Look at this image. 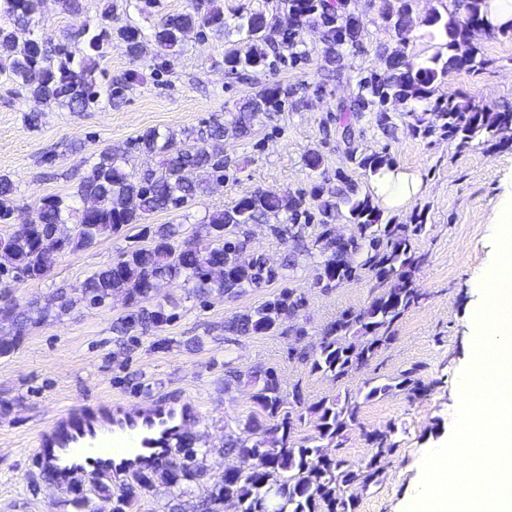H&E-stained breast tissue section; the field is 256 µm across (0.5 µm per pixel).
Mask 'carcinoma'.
<instances>
[{
	"mask_svg": "<svg viewBox=\"0 0 512 512\" xmlns=\"http://www.w3.org/2000/svg\"><path fill=\"white\" fill-rule=\"evenodd\" d=\"M456 2L463 10L461 17L444 20L433 14L425 19L428 26L444 32L443 50L425 63H417L406 51V35H400V46L386 57L384 69L360 76L357 93L338 107L336 133L356 168L375 175L394 161L383 151L358 150L350 115L375 112L379 126L389 134V105L432 97L433 118L417 120L413 125L416 134L428 138L438 133L460 144L480 137L493 139L500 147L512 144L511 108H487L451 92L436 95L449 73L484 65L474 44L476 33L485 30L482 0ZM281 4L298 20L297 26L279 28L260 6L239 14L229 25L217 0H190L187 11L161 16L149 33L133 24L112 35V9L108 6L93 26L56 42L39 29L42 0H0V85L9 87L18 99L84 112L99 104L94 67L114 37L135 61L142 58L149 42L158 52L173 56L194 31H208L218 38L234 31L240 39L228 42L224 64L229 71L247 76L273 67L270 55L280 54L283 47L288 48L291 62L303 59L307 51L302 29L309 24L320 30L324 62L338 74L341 49H362L361 25L350 22L348 0H281ZM410 10V0H395L382 12V21L395 32L407 31L412 23ZM72 41L83 44L79 60L69 50ZM292 94L286 86L265 85L239 107L230 123L215 118L195 138L190 133L182 139L174 132L147 129L121 153L105 150L88 157L76 196L91 201L92 206L82 210L71 225L70 197L46 196L35 203L27 230L0 232V284L42 280L55 255L86 249L104 236L136 228L139 244L93 272L85 280L80 298L86 306L99 308L112 295H123L127 312L113 331L117 336H130L171 321L177 304L168 298L159 300L166 284L180 281L198 298L214 291L237 297L278 282L283 269L295 268L300 257L313 256L317 248L314 285L329 290L368 277L376 291L366 306L347 309L324 326L307 350L296 356L309 364L311 371L334 380L368 367L382 346L393 339L394 324L419 303L421 294L412 276L421 257L412 249V240L425 230L421 215L412 216L407 223L384 217L372 199L359 195L355 183L338 169L336 188L322 183L312 187L315 214L304 207L302 198L268 189L256 190L232 207L208 215L188 232L181 224L143 223L147 215L178 213L201 196L203 182L189 174L201 171L215 181L224 179V137L229 133L248 136L258 115L271 117L285 111ZM143 152L160 155V167L136 168L133 158ZM340 202L347 206L352 230L338 239L334 221ZM17 210V189L7 176L0 175V224L12 223ZM259 223L292 242L284 264L269 266L265 256L256 252L249 263L239 261L237 251L250 248L251 226ZM304 305L296 289L283 288L224 321V331L233 336H265L288 322L289 331L305 336L306 329L295 323ZM0 316L17 334L30 321L27 313L15 315L8 308L0 309ZM416 372L411 368L394 383L370 387L363 399L394 390L422 391ZM242 383L254 388L257 407V413L244 423L243 432L256 440L224 435V454L238 460L232 470L212 471L205 451L201 461L191 466L176 463L164 468L162 474L174 486L201 477L212 480L207 497L188 508L176 497L168 512H224L227 503L235 506V512H351L353 500L343 497L342 490L372 482L379 475L380 460L393 451L386 435H368L376 452L366 471L321 452L320 442H335L357 421L358 397L347 393L342 399L324 398L305 408L297 387L293 401L284 403L279 378L272 369L225 370L224 388ZM307 412L316 416L315 434L296 438L295 422L305 419ZM152 480L153 476L140 474L137 485L119 495L113 512H126L137 493L152 486Z\"/></svg>",
	"mask_w": 512,
	"mask_h": 512,
	"instance_id": "1",
	"label": "carcinoma"
}]
</instances>
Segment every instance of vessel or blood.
I'll use <instances>...</instances> for the list:
<instances>
[{"label":"vessel or blood","instance_id":"b4317fda","mask_svg":"<svg viewBox=\"0 0 512 512\" xmlns=\"http://www.w3.org/2000/svg\"><path fill=\"white\" fill-rule=\"evenodd\" d=\"M196 402L144 400L130 409L97 399L54 413L37 434V455L59 487L78 476L120 479L168 463L199 420Z\"/></svg>","mask_w":512,"mask_h":512}]
</instances>
